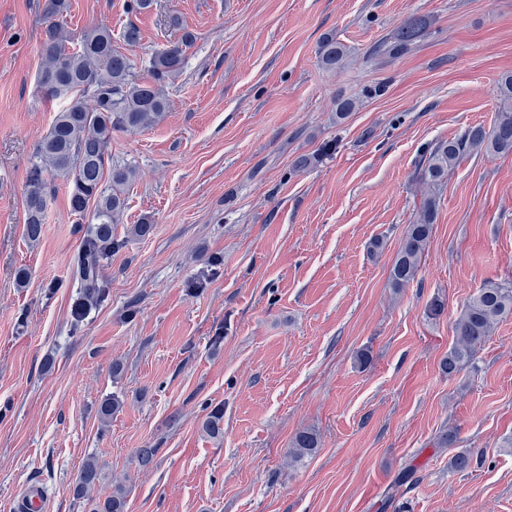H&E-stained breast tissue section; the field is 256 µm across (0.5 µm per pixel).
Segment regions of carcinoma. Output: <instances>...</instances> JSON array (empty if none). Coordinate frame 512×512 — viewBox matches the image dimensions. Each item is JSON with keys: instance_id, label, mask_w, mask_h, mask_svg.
I'll return each mask as SVG.
<instances>
[{"instance_id": "cac0c4a2", "label": "carcinoma", "mask_w": 512, "mask_h": 512, "mask_svg": "<svg viewBox=\"0 0 512 512\" xmlns=\"http://www.w3.org/2000/svg\"><path fill=\"white\" fill-rule=\"evenodd\" d=\"M69 8L70 0H44L39 83L45 96L62 101L63 106L50 130L34 147L27 176L25 232L32 242L38 241L42 233L46 208L44 174L66 183L72 212L89 224L76 263L83 298V310L76 314L79 322L86 307L96 304L103 295L100 262L119 246L114 226L123 223L126 187L136 177L133 166L112 160V132L149 129L163 119L170 106L165 87L181 73L185 48L195 36L185 31L179 43L153 49L136 60L113 45L112 28L104 22L79 33L68 30L63 19ZM426 28L425 19L408 17L392 30L378 52L390 57L406 53L423 37ZM317 54L321 66L333 71L344 66L349 49L336 35L326 34L319 41ZM140 69L146 72L145 76L138 75ZM482 151L512 154V74L497 83L493 125L470 126L454 139L440 143L420 161L417 175L431 190L465 155ZM91 204L94 208L90 212ZM436 216L437 198L429 192L420 214L406 227L390 272L392 288L400 290L415 280ZM152 228V222L145 218L126 228L127 238L141 240L150 235ZM510 315L512 287L486 281L460 312L453 346L440 363L442 372L451 376L469 365L488 341L495 324ZM319 445L317 433L303 429L292 438L288 456L298 462L313 455ZM101 480L98 460L86 458L75 494L90 496ZM125 507V489L118 484L103 502L96 503L95 512H125Z\"/></svg>"}]
</instances>
